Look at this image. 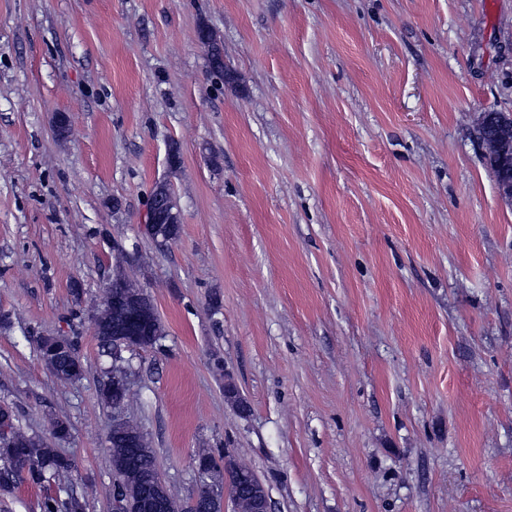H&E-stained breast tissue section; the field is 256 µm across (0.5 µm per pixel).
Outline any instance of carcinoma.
Masks as SVG:
<instances>
[{"label":"carcinoma","mask_w":512,"mask_h":512,"mask_svg":"<svg viewBox=\"0 0 512 512\" xmlns=\"http://www.w3.org/2000/svg\"><path fill=\"white\" fill-rule=\"evenodd\" d=\"M201 44L207 49L211 70L224 77V52L214 35L207 29L199 32ZM112 289L105 290L101 303L92 305V318L110 320L120 317V312L112 311ZM37 350L48 369L60 380L79 379L85 372V364L79 356L74 339L59 341L56 336H41L36 341ZM101 400L107 407L126 408L131 394L112 393V378H107L100 389ZM0 485L14 487L20 483L42 486L50 481L64 489L72 471L71 460L58 449L50 447L45 439L25 430L21 416L8 406H0ZM138 427L126 422L111 429L109 435L112 453L113 482L112 495L125 496L130 512H138L137 497L149 486L148 477L157 467L156 458L150 443L141 438L139 447L132 448L127 442V431ZM224 453H215L211 448H199L195 454L198 466L217 467ZM86 499L76 495L65 498L50 496L44 499L43 512H85Z\"/></svg>","instance_id":"obj_1"}]
</instances>
